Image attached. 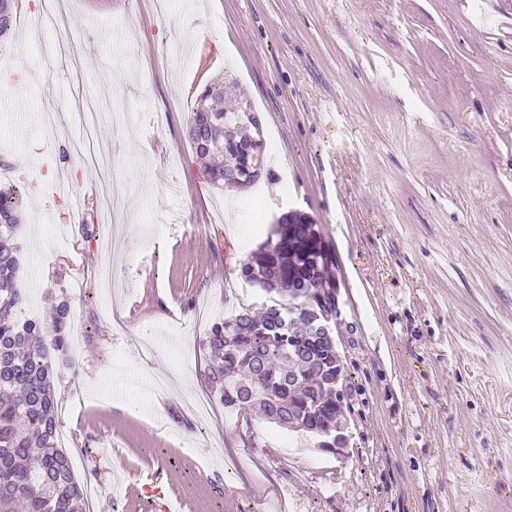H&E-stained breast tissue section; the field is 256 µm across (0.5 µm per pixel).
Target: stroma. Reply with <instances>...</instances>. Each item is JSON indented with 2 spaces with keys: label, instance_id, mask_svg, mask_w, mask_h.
<instances>
[{
  "label": "stroma",
  "instance_id": "obj_1",
  "mask_svg": "<svg viewBox=\"0 0 512 512\" xmlns=\"http://www.w3.org/2000/svg\"><path fill=\"white\" fill-rule=\"evenodd\" d=\"M16 0L0 42V186L18 190L22 313L81 323L61 443L93 512H512V0ZM249 98L274 173L206 181L186 133L205 85ZM122 260L101 287L112 188ZM288 212L337 260L342 455L213 399L200 344L270 298L240 266ZM90 226L79 232V224ZM210 402L200 411L198 399Z\"/></svg>",
  "mask_w": 512,
  "mask_h": 512
}]
</instances>
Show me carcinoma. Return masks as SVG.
I'll list each match as a JSON object with an SVG mask.
<instances>
[{
    "label": "carcinoma",
    "mask_w": 512,
    "mask_h": 512,
    "mask_svg": "<svg viewBox=\"0 0 512 512\" xmlns=\"http://www.w3.org/2000/svg\"><path fill=\"white\" fill-rule=\"evenodd\" d=\"M187 136L196 155L210 159V181L224 187V83L214 82L195 98ZM20 200L0 189V512H87V494L75 478L59 437L54 379L68 365L70 305L53 310L51 334L39 320L16 316L26 294L15 287L20 260L14 243ZM297 246L288 248V225L275 224L244 263L243 280L267 294L289 293L261 315L241 311L215 321L202 342L209 354L204 375L224 408H256L277 426L316 439L328 452L324 435L341 421L336 394V348L305 340L307 330L290 323L289 313L312 304L322 287L310 278L300 253L321 237L316 224L296 225Z\"/></svg>",
    "instance_id": "obj_1"
}]
</instances>
